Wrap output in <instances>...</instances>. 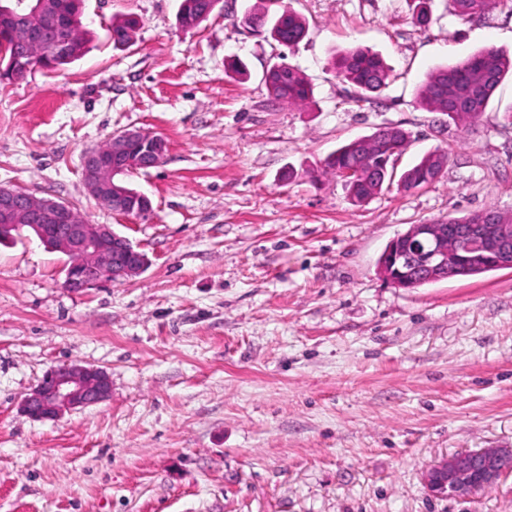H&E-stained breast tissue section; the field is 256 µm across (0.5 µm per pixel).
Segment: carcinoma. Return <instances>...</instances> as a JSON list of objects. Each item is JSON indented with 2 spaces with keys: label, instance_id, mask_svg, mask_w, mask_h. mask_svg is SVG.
<instances>
[{
  "label": "carcinoma",
  "instance_id": "carcinoma-1",
  "mask_svg": "<svg viewBox=\"0 0 512 512\" xmlns=\"http://www.w3.org/2000/svg\"><path fill=\"white\" fill-rule=\"evenodd\" d=\"M214 0H181L179 23L197 26L213 11ZM501 0H449L455 15L470 19L492 10ZM61 10L69 24L59 31V37L69 41L78 56H83L86 38L82 31L80 0H59ZM255 30L263 31L278 44L291 46L307 34L305 20L297 13L283 9L269 16L250 14ZM138 21L122 18L112 21V43L125 45L131 33L135 32ZM273 72L265 78L270 97L278 102L294 106H305L312 99L310 83L285 62L272 65ZM338 75L354 88L353 101L360 103L369 94L385 88L390 79V68L384 59L369 51L352 49L341 54L336 62ZM512 75V56L494 49L479 51L466 60L439 68L429 74L420 87L418 99L431 112H444L448 118L465 129L475 125L491 101L499 85ZM408 138V133L399 128L390 132V127L377 128L372 134L354 139L341 145L325 160L323 172L341 178L344 170L366 167L372 159L378 160L375 169L363 180H349L344 187L350 199L362 204L397 184L398 189L410 191L424 186L434 177L448 159V152L433 151L425 154L412 168L403 172L398 181H391L395 170L396 152L388 143H399Z\"/></svg>",
  "mask_w": 512,
  "mask_h": 512
}]
</instances>
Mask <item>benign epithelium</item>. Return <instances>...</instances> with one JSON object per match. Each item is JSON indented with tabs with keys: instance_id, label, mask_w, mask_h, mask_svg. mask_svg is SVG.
Here are the masks:
<instances>
[{
	"instance_id": "benign-epithelium-1",
	"label": "benign epithelium",
	"mask_w": 512,
	"mask_h": 512,
	"mask_svg": "<svg viewBox=\"0 0 512 512\" xmlns=\"http://www.w3.org/2000/svg\"><path fill=\"white\" fill-rule=\"evenodd\" d=\"M61 24L55 0H16L0 4V30L30 53L13 61L6 79L22 82L48 61L69 58L67 46L56 40ZM168 151L166 140L146 129L125 130L109 146L81 155L82 177L88 192L106 209L139 217L151 208L150 199L129 189L128 170L135 164L159 165ZM29 227L46 247L67 257L63 288L84 293L103 283H117L141 274L147 255L109 224L89 222L73 205L52 196L38 197L0 185V240ZM512 268V225L486 212L478 224H412L389 241L379 258V272L396 288L421 282L470 277L480 272ZM111 381L106 372L80 365L50 370L27 394L21 412L37 420H56L64 413L107 400ZM512 473L511 448H482L458 453L427 471L425 483L435 495L472 497L486 492Z\"/></svg>"
}]
</instances>
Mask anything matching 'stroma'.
Returning a JSON list of instances; mask_svg holds the SVG:
<instances>
[{"instance_id": "1", "label": "stroma", "mask_w": 512, "mask_h": 512, "mask_svg": "<svg viewBox=\"0 0 512 512\" xmlns=\"http://www.w3.org/2000/svg\"><path fill=\"white\" fill-rule=\"evenodd\" d=\"M180 0H83L84 55L0 80V185L74 205L150 259L125 283L62 286L65 255L30 233L0 245V512H512V474L473 498L430 493L461 452L512 448V268L411 290L377 273L410 225L493 208L512 215V78L470 130L426 111L434 70L512 54V0L464 21L428 0H220L198 27ZM289 8L306 36L250 34L246 13ZM138 22L115 47L113 18ZM380 54L395 78L368 101L338 53ZM242 60L245 78L224 65ZM285 59L310 104L273 101ZM382 126L409 133L398 171L449 158L433 184L352 203L322 173L336 147ZM161 135L132 176L148 218L88 193L84 150L127 129ZM107 372L112 393L55 421L20 411L52 368Z\"/></svg>"}]
</instances>
